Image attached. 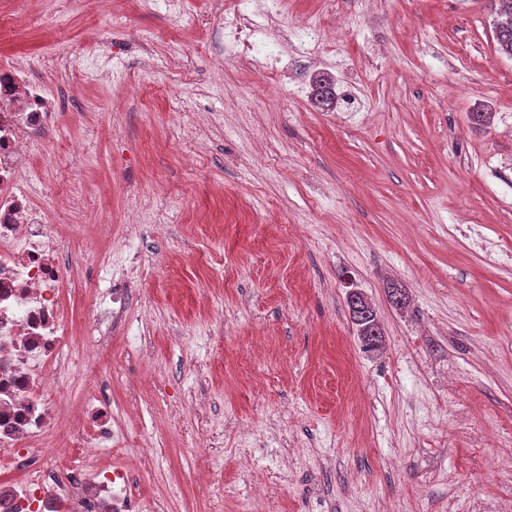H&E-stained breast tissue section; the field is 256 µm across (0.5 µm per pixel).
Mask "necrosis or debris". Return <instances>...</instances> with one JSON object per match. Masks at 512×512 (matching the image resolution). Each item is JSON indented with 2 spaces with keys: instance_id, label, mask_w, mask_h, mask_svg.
Segmentation results:
<instances>
[{
  "instance_id": "necrosis-or-debris-1",
  "label": "necrosis or debris",
  "mask_w": 512,
  "mask_h": 512,
  "mask_svg": "<svg viewBox=\"0 0 512 512\" xmlns=\"http://www.w3.org/2000/svg\"><path fill=\"white\" fill-rule=\"evenodd\" d=\"M240 0L226 37L278 67L264 38L265 24L248 19ZM41 63L0 57V466L16 470L0 480V512H134L122 467L101 463L98 451L122 431L101 394L86 400L70 438L84 448L78 468L59 470L49 439L61 409L64 350L73 314L64 294L63 266L47 212L35 205L27 173L30 145L60 109L32 74ZM95 448H85L86 438Z\"/></svg>"
}]
</instances>
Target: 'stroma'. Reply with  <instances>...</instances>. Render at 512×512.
Listing matches in <instances>:
<instances>
[{
    "instance_id": "1",
    "label": "stroma",
    "mask_w": 512,
    "mask_h": 512,
    "mask_svg": "<svg viewBox=\"0 0 512 512\" xmlns=\"http://www.w3.org/2000/svg\"><path fill=\"white\" fill-rule=\"evenodd\" d=\"M10 14L19 56L122 47L101 76H34L61 109L32 179L69 198L78 269L59 467L104 384L124 438L100 458L127 468L135 512H512V57L488 0H280L283 28L353 19L289 44L282 86L215 61L212 0H0ZM319 77L336 109L314 105ZM346 301L364 349H378L382 344L383 333L371 304L358 292L349 293Z\"/></svg>"
}]
</instances>
